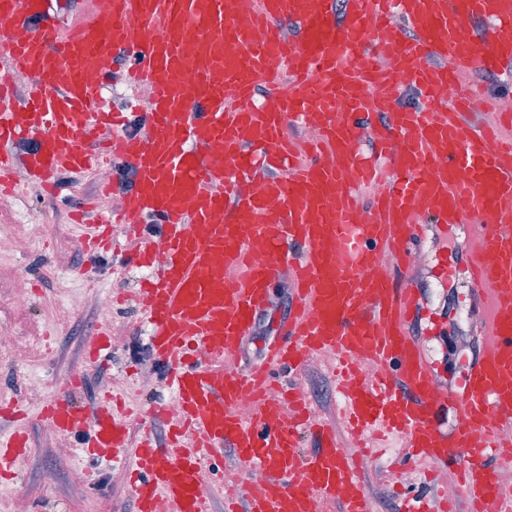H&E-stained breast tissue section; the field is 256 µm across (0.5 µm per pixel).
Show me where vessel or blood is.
I'll return each mask as SVG.
<instances>
[{"mask_svg":"<svg viewBox=\"0 0 512 512\" xmlns=\"http://www.w3.org/2000/svg\"><path fill=\"white\" fill-rule=\"evenodd\" d=\"M60 11L58 0H0V189L20 170L43 186L106 162L132 172L122 215L163 225L165 247L136 241L123 265L152 271L135 300L173 401L150 408L136 441L112 397L87 415L76 377L41 416L122 464L137 512H210L235 481L217 468L204 485L199 474L229 448L265 483L225 512H373L335 427L314 422L301 393H274L280 372L332 355L352 435L396 434L408 459L456 473L470 512H512L500 483L512 467L501 444L512 430V142L466 129L476 92L458 82L512 69V0H95L69 30ZM287 20L299 28L291 40ZM121 62L129 82L152 88L143 137L104 109ZM18 71L29 78L22 99ZM404 84L423 109H396ZM302 118L318 128L304 149L286 133ZM367 133L391 176L359 161ZM256 149L274 175L256 178ZM369 184L383 190L366 210L355 190ZM427 217L471 237L466 271L484 303L483 348L445 391L405 330L420 293L395 287L382 264L407 252ZM111 224L87 225L92 255L109 250ZM284 266L295 279L288 315L263 359L244 362ZM30 451L26 427L0 436V478Z\"/></svg>","mask_w":512,"mask_h":512,"instance_id":"obj_1","label":"vessel or blood"}]
</instances>
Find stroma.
<instances>
[{"label": "stroma", "instance_id": "1", "mask_svg": "<svg viewBox=\"0 0 512 512\" xmlns=\"http://www.w3.org/2000/svg\"><path fill=\"white\" fill-rule=\"evenodd\" d=\"M125 195L115 171L106 168L96 175H60L54 192L33 188L15 197L13 209L0 210V238L21 231V214L42 219L40 233L31 237L25 250L0 251V392L17 396L34 414L29 426L33 451L17 478L0 486V512H12L16 494L24 497L27 512H134L132 488L124 470L87 456L81 450L82 437L60 435L49 420L35 415L44 397L55 392V379L60 375L79 376L82 385L77 399L90 410L101 394L132 383L138 384L135 397L143 405L170 398L164 370L151 352L149 330L139 312L114 301L118 289L137 288L143 271L124 269L117 253L108 252L102 261L89 262L72 217L76 200L95 199L100 209L108 212L113 200ZM469 245L464 230L445 233L427 224L409 249L410 258L422 261L410 277L412 287L421 294L410 330L433 363L437 383L444 388L453 386L466 363L481 351L478 322L482 305L471 282L459 272ZM22 274L28 277L29 303L19 309L12 303V292ZM268 295L270 306L244 345L249 359L259 356L261 342L274 335L278 318L288 311V274H280L270 283ZM75 296L82 301L76 310L69 306ZM104 298L110 301L105 313L99 309ZM106 321L115 335L112 356L94 364L87 360L84 344ZM16 341L32 347L34 367H15L4 355V348ZM147 375L153 379L148 388L141 384ZM294 387L305 392L322 421L335 424L336 392L327 365L307 366L285 376L278 389L285 392ZM62 444L71 448V456L59 455ZM401 455L400 449L389 448L377 458L358 463L377 512H399L402 495L419 488L413 479L418 464L399 465Z\"/></svg>", "mask_w": 512, "mask_h": 512}]
</instances>
